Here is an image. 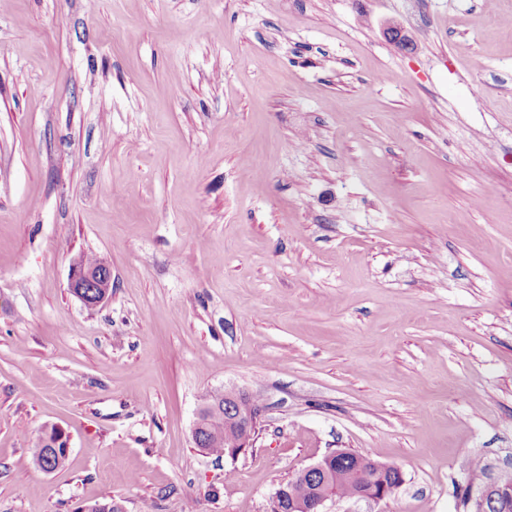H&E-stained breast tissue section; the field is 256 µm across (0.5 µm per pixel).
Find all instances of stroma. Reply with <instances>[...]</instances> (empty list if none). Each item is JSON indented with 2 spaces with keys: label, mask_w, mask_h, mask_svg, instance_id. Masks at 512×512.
<instances>
[{
  "label": "stroma",
  "mask_w": 512,
  "mask_h": 512,
  "mask_svg": "<svg viewBox=\"0 0 512 512\" xmlns=\"http://www.w3.org/2000/svg\"><path fill=\"white\" fill-rule=\"evenodd\" d=\"M220 388L264 408L234 460L191 438ZM336 449L404 483L328 512L512 473V0H9L0 512H268ZM111 285L112 270L105 261H102L101 269L96 275H92L90 272H86L84 269L74 265L70 279V288H92V292L89 291L86 295H84L82 289L79 290L76 296L82 301L88 302V298L93 297L95 294L96 300L93 302L96 304L104 303L108 297ZM62 431L57 426H46L41 430L30 448L33 464L41 471L52 472L66 465L67 455L60 442ZM58 447V453L54 448Z\"/></svg>",
  "instance_id": "stroma-1"
}]
</instances>
